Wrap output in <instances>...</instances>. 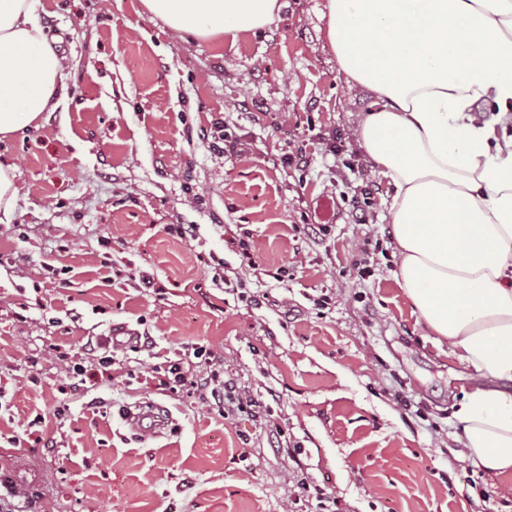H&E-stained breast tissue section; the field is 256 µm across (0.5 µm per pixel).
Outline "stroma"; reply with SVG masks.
Here are the masks:
<instances>
[{"mask_svg": "<svg viewBox=\"0 0 512 512\" xmlns=\"http://www.w3.org/2000/svg\"><path fill=\"white\" fill-rule=\"evenodd\" d=\"M283 2L230 44L140 0H38L67 94L0 141V471L27 512H316L320 491L329 512H512L460 453L476 374L394 278L392 189L354 135L373 95L327 0ZM213 373L257 407L221 412ZM139 404L169 429L131 430ZM15 168L10 164L0 163V216L1 224H8L11 221L17 188L15 186Z\"/></svg>", "mask_w": 512, "mask_h": 512, "instance_id": "stroma-1", "label": "stroma"}]
</instances>
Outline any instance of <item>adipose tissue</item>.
<instances>
[{"instance_id":"adipose-tissue-1","label":"adipose tissue","mask_w":512,"mask_h":512,"mask_svg":"<svg viewBox=\"0 0 512 512\" xmlns=\"http://www.w3.org/2000/svg\"><path fill=\"white\" fill-rule=\"evenodd\" d=\"M179 33L237 40L274 22L280 0H143ZM37 0H0V140L65 94ZM341 72L374 101L357 138L392 187L395 277L414 313L482 378L454 417L470 464L512 483V0H327Z\"/></svg>"}]
</instances>
